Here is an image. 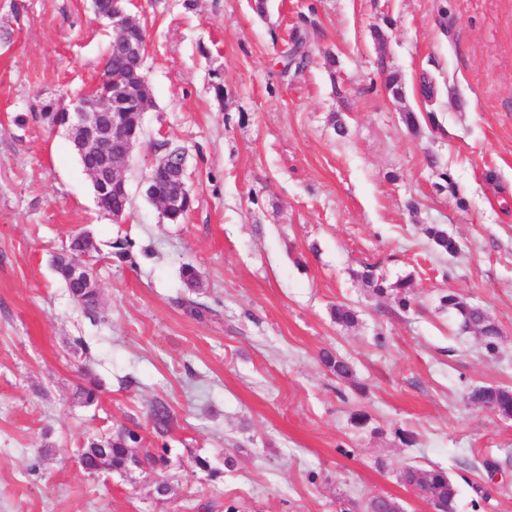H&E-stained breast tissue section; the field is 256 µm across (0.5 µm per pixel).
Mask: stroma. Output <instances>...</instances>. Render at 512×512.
Returning <instances> with one entry per match:
<instances>
[{
  "instance_id": "obj_1",
  "label": "stroma",
  "mask_w": 512,
  "mask_h": 512,
  "mask_svg": "<svg viewBox=\"0 0 512 512\" xmlns=\"http://www.w3.org/2000/svg\"><path fill=\"white\" fill-rule=\"evenodd\" d=\"M129 9L147 32L153 105L116 221L42 116L97 84L114 31L90 0H0V512H343L379 496L432 512L400 478L410 466L444 469L456 512H512V417L465 401L473 384L512 388V0ZM295 35L308 59L287 71ZM164 140L187 154L194 206L180 224L139 191ZM445 178L453 190H437ZM431 224L457 256L433 250ZM83 232L100 249L93 317L50 265ZM118 238L131 260L108 254ZM367 263L411 277L410 311L370 295L356 277ZM187 264L201 288L186 286ZM451 292L499 325L496 356L459 333L441 303ZM187 299L209 313L189 316ZM339 303L355 327L333 321ZM326 351L351 361L353 381L336 380ZM91 379L103 388L86 407L76 390ZM158 400L174 418L163 438ZM121 427L168 446V496L137 470L82 469L76 448ZM424 231L432 247L437 252L441 254H448V256L451 257H454L459 252V250H456L457 239L448 234L447 229L433 224L428 225Z\"/></svg>"
}]
</instances>
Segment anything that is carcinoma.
Masks as SVG:
<instances>
[{
  "label": "carcinoma",
  "instance_id": "carcinoma-1",
  "mask_svg": "<svg viewBox=\"0 0 512 512\" xmlns=\"http://www.w3.org/2000/svg\"><path fill=\"white\" fill-rule=\"evenodd\" d=\"M119 69L126 71L133 78L140 72L135 61L123 57L120 51L112 45L104 61L103 74L106 75ZM95 93L115 103L116 109L112 112L113 118L129 123L132 121L134 113L139 111L148 95H150V90L137 82L130 83L127 87L120 89L103 77L96 84ZM130 203L129 198L123 196L120 191L112 189L100 196L98 206L112 214H117L127 211ZM425 234L437 252L451 257L458 253V250H456L457 239L448 234L447 229L433 224L425 228ZM67 250L70 251L71 256H57L52 262L53 268L73 300L84 309L86 314L93 316L99 309L98 289L91 288L86 283L73 279L71 270L74 262L93 261L99 250H91L90 243L76 238L71 240ZM357 277L371 294L379 297L393 295L402 310L405 311L410 308L412 296L409 291V288H411L409 280L400 279L391 283L384 275L377 273L376 266L372 264L363 266V271L357 273ZM441 303L456 311L460 320L461 331L482 335L483 346L487 354L494 356L498 353L500 329L482 307L470 303L462 295L455 293L442 296ZM331 316L336 324L346 328L352 327L358 322L357 312L342 304L332 308ZM322 362L335 375L337 380L346 382L353 379L352 366L346 359L325 352L322 354ZM466 400L469 404L481 408H490L494 405L505 408L512 401V389L501 386L475 385L469 387ZM150 418L159 435L162 436L168 433L173 417L169 407L164 402L157 401L151 405ZM140 445L141 436L137 431L122 428L114 434H104L89 440L77 449V453L78 458L84 464V470L90 474L123 472L134 464L142 468L147 467L153 471L158 465L167 463V449L162 448L157 452L146 449L140 452L138 451ZM433 473L441 480L440 488L448 498V502L455 503L457 492L448 473L441 468L433 470Z\"/></svg>",
  "mask_w": 512,
  "mask_h": 512
}]
</instances>
